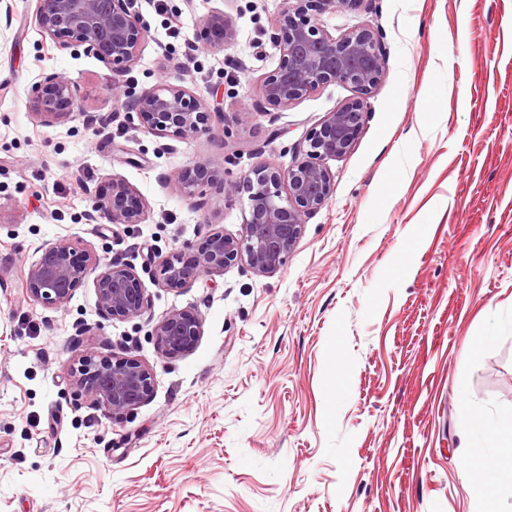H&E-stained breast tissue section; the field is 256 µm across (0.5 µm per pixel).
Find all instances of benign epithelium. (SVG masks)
I'll list each match as a JSON object with an SVG mask.
<instances>
[{
    "mask_svg": "<svg viewBox=\"0 0 512 512\" xmlns=\"http://www.w3.org/2000/svg\"><path fill=\"white\" fill-rule=\"evenodd\" d=\"M359 3L284 0L272 33L280 62L259 84L263 111L286 110L330 84L348 86L358 97L328 113L305 138L299 156L284 169L261 163L230 183L224 181L223 168L214 163L191 174H178L176 180L190 198L221 180L226 197L244 192L248 204L240 235L211 233L191 262L181 261L178 255L163 261L155 272L157 282L177 289L200 273H220L239 263L258 273H271L287 263L302 234L304 218L321 209L333 194L326 161L352 148L363 122V97L381 82L386 70L378 32L357 26L336 37L312 20L309 12L354 8ZM35 20L42 37L61 47H81L84 53L119 68L137 61L147 34L135 0H38ZM233 36L229 20L214 13L202 23L197 41L208 51H220ZM79 98L77 86L56 73L32 88L35 113L44 118L73 115ZM209 114L207 103L188 88L161 83L133 97L126 117L130 124L159 138L188 140L209 129ZM96 209L88 220L104 217L112 224H140L146 212L137 191L116 179L111 193L97 199ZM38 253L25 276V294L31 301L61 309L74 288L93 273L98 307L105 316L129 321L150 311L151 300L133 266L103 265L95 253L78 251L68 241L45 245ZM200 332L198 316L174 310L156 321L151 335L161 356L176 357L191 351ZM70 377L78 390L114 414L135 410L152 391L150 368L129 356L99 359L88 350L73 364Z\"/></svg>",
    "mask_w": 512,
    "mask_h": 512,
    "instance_id": "obj_1",
    "label": "benign epithelium"
}]
</instances>
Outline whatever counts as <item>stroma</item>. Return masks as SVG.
Wrapping results in <instances>:
<instances>
[{"mask_svg": "<svg viewBox=\"0 0 512 512\" xmlns=\"http://www.w3.org/2000/svg\"><path fill=\"white\" fill-rule=\"evenodd\" d=\"M166 4L182 37L136 0L148 33L125 71L45 40L37 0L0 18V512H481L469 416L512 419V0L322 14L336 36L378 30L387 60L351 150L327 162L332 197L279 270L238 264L178 290L156 266L192 260L212 232L239 235L242 202L218 182L198 206L176 173L288 166L355 93L332 84L241 121L279 64L283 0ZM216 10L234 40L193 49ZM52 73L80 87L79 111L44 122L31 90ZM164 81L209 104L208 133L159 138L127 121L128 97ZM115 178L144 221L87 223ZM60 240L134 266L150 315L108 319L89 279L63 308L29 301L25 269ZM173 310L202 332L165 358L151 330ZM87 350L146 364L149 400L114 415L81 395L68 369Z\"/></svg>", "mask_w": 512, "mask_h": 512, "instance_id": "1", "label": "stroma"}]
</instances>
